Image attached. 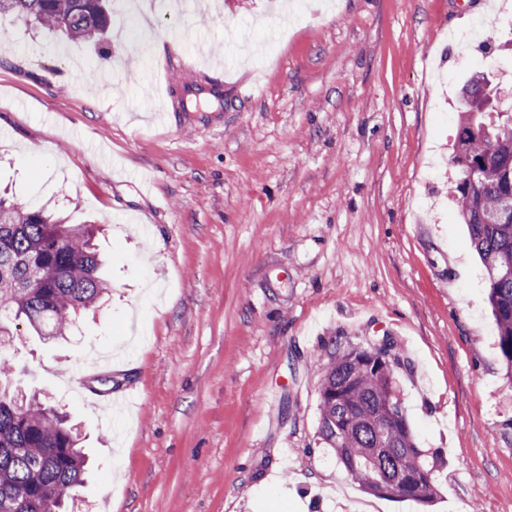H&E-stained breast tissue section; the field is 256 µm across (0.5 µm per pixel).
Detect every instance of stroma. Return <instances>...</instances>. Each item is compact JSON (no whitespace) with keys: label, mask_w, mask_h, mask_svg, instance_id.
Returning a JSON list of instances; mask_svg holds the SVG:
<instances>
[{"label":"stroma","mask_w":512,"mask_h":512,"mask_svg":"<svg viewBox=\"0 0 512 512\" xmlns=\"http://www.w3.org/2000/svg\"><path fill=\"white\" fill-rule=\"evenodd\" d=\"M49 41L0 17V185L104 225L111 287L0 356L79 424L85 512H512V382L451 201L463 84L512 86V0H189L147 32L118 2L104 41ZM383 337L448 460L427 505L316 439L328 351Z\"/></svg>","instance_id":"stroma-1"}]
</instances>
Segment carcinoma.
Instances as JSON below:
<instances>
[{"label": "carcinoma", "mask_w": 512, "mask_h": 512, "mask_svg": "<svg viewBox=\"0 0 512 512\" xmlns=\"http://www.w3.org/2000/svg\"><path fill=\"white\" fill-rule=\"evenodd\" d=\"M6 13L81 42L100 41L109 26L104 0H0ZM488 83L481 73L464 88L452 162L457 213L485 268L499 354L512 378V212L505 213L512 204V103H499ZM99 233L97 224H68L0 194V313L45 336L65 335L110 288L94 243ZM401 361L390 343L333 346L323 365L317 440L364 490L430 503L435 473L447 460L418 444L395 376ZM11 376L1 357L0 504L72 512L87 475L78 428L46 398L15 393ZM412 457L418 465L409 464Z\"/></svg>", "instance_id": "cac0c4a2"}]
</instances>
